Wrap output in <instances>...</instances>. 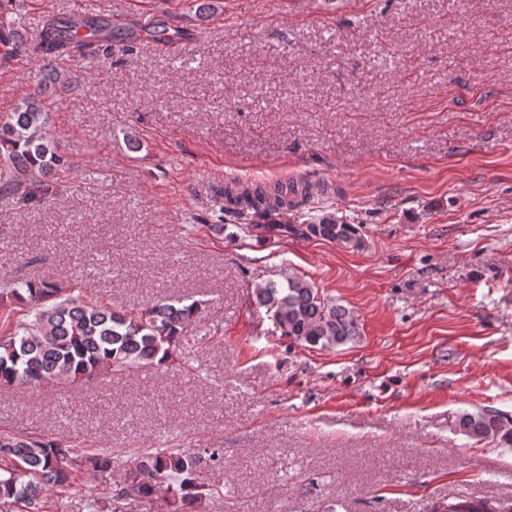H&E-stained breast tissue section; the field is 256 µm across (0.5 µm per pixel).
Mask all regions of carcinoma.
Returning a JSON list of instances; mask_svg holds the SVG:
<instances>
[{
    "label": "carcinoma",
    "mask_w": 512,
    "mask_h": 512,
    "mask_svg": "<svg viewBox=\"0 0 512 512\" xmlns=\"http://www.w3.org/2000/svg\"><path fill=\"white\" fill-rule=\"evenodd\" d=\"M0 0V54L9 59L19 52L23 36L10 18L9 3ZM112 16L69 17L44 21L38 46L47 54H73L93 62L112 49ZM64 83L50 65L39 68L36 90L0 118V148L9 165L0 172V188H11L18 175L35 173L23 205L49 198L45 180L64 172L69 161L46 135L50 112L49 89ZM314 192L288 183L267 187L235 181L224 186L222 213L244 233L266 227L273 213L310 204ZM301 233L334 241L346 249L362 247L352 224L322 216ZM255 304L265 309L275 330L308 347L334 348L354 339L359 324L354 314L324 296L304 277L292 274L283 283L268 282L256 289ZM0 387L23 384L42 391L55 385L88 386L102 375L136 364L175 369L182 365L185 330L198 321L192 301L161 300L136 312L71 295L56 278L25 279L0 293ZM458 431L473 439L493 440L512 447V417L463 412ZM120 466L112 452L80 449L65 439L33 434L0 435V499L36 508L48 487H64L81 472L112 473ZM223 466L220 449L158 448L145 453L137 468L126 474L139 496L166 499L171 512L222 494L206 481L209 468ZM433 512H512V504L488 499L440 502Z\"/></svg>",
    "instance_id": "carcinoma-1"
}]
</instances>
